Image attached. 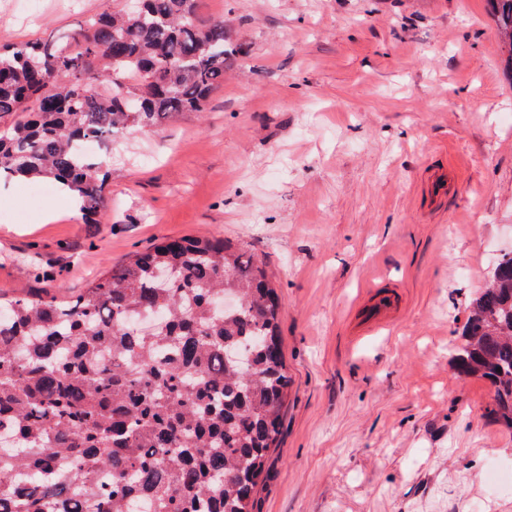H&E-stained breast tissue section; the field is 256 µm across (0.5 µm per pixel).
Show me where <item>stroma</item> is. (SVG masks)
I'll return each instance as SVG.
<instances>
[{
	"instance_id": "obj_1",
	"label": "stroma",
	"mask_w": 512,
	"mask_h": 512,
	"mask_svg": "<svg viewBox=\"0 0 512 512\" xmlns=\"http://www.w3.org/2000/svg\"><path fill=\"white\" fill-rule=\"evenodd\" d=\"M106 0H0V46L61 48ZM246 46L203 114L105 143L83 223L0 185V294L75 297L167 238L262 261L290 377L253 512H512V430L453 366L512 252V70L487 0H198ZM395 294L369 328L375 291Z\"/></svg>"
}]
</instances>
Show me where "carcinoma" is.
<instances>
[{"label":"carcinoma","instance_id":"1","mask_svg":"<svg viewBox=\"0 0 512 512\" xmlns=\"http://www.w3.org/2000/svg\"><path fill=\"white\" fill-rule=\"evenodd\" d=\"M512 59V0H489ZM241 46L197 0L112 4L66 37L0 47V180L50 178L86 223L107 159L78 150L201 112ZM265 267L168 239L73 299L0 310V512H251L290 380ZM454 363L512 429V252L470 304Z\"/></svg>","mask_w":512,"mask_h":512}]
</instances>
